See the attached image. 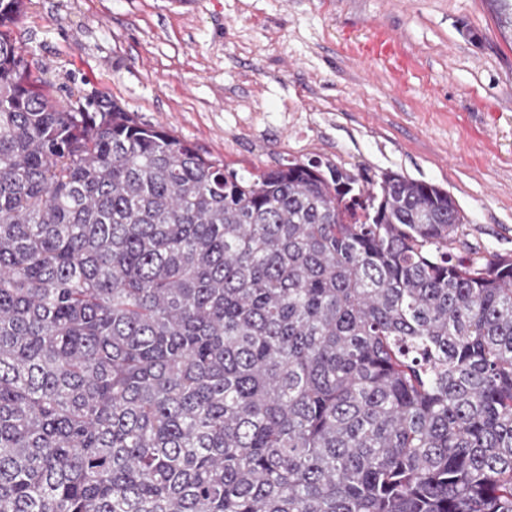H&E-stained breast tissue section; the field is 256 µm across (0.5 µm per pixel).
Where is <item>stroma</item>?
I'll use <instances>...</instances> for the list:
<instances>
[{
	"label": "stroma",
	"instance_id": "1",
	"mask_svg": "<svg viewBox=\"0 0 512 512\" xmlns=\"http://www.w3.org/2000/svg\"><path fill=\"white\" fill-rule=\"evenodd\" d=\"M13 36L61 108L106 97L244 175L424 181L458 256L512 258V43L485 0H29Z\"/></svg>",
	"mask_w": 512,
	"mask_h": 512
}]
</instances>
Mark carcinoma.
Returning a JSON list of instances; mask_svg holds the SVG:
<instances>
[{
	"instance_id": "carcinoma-1",
	"label": "carcinoma",
	"mask_w": 512,
	"mask_h": 512,
	"mask_svg": "<svg viewBox=\"0 0 512 512\" xmlns=\"http://www.w3.org/2000/svg\"><path fill=\"white\" fill-rule=\"evenodd\" d=\"M25 6L0 0V512H512V259L454 256L451 195L243 176L63 109Z\"/></svg>"
}]
</instances>
